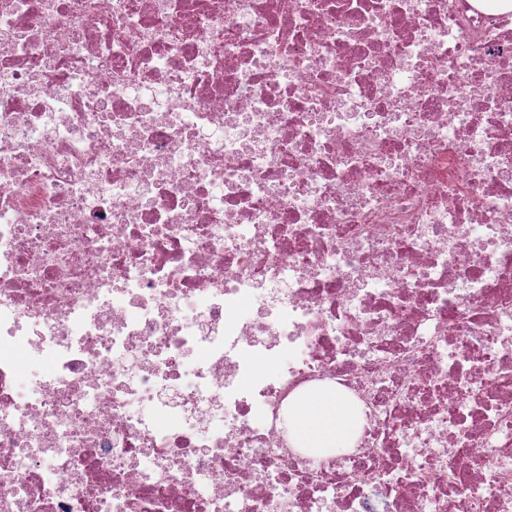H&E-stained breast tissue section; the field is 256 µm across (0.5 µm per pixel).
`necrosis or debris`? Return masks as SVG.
<instances>
[{"mask_svg": "<svg viewBox=\"0 0 512 512\" xmlns=\"http://www.w3.org/2000/svg\"><path fill=\"white\" fill-rule=\"evenodd\" d=\"M0 512H512V6L0 0ZM288 427L298 447L330 455L351 447L356 420L350 403L339 391L324 389L308 392L292 405Z\"/></svg>", "mask_w": 512, "mask_h": 512, "instance_id": "necrosis-or-debris-1", "label": "necrosis or debris"}]
</instances>
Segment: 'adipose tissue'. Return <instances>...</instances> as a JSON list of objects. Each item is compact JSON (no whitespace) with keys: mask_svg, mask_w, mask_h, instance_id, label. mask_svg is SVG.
<instances>
[{"mask_svg":"<svg viewBox=\"0 0 512 512\" xmlns=\"http://www.w3.org/2000/svg\"><path fill=\"white\" fill-rule=\"evenodd\" d=\"M293 442L330 455L351 447L356 420L350 403L337 390H315L302 396L288 416Z\"/></svg>","mask_w":512,"mask_h":512,"instance_id":"obj_1","label":"adipose tissue"}]
</instances>
